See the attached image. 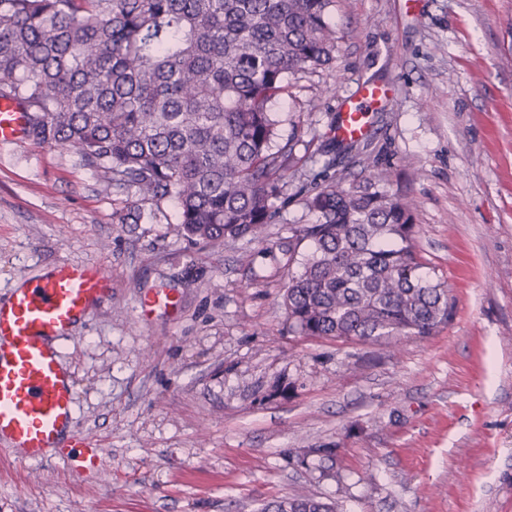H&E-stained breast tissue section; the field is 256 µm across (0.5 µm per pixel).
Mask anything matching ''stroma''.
<instances>
[{
	"mask_svg": "<svg viewBox=\"0 0 512 512\" xmlns=\"http://www.w3.org/2000/svg\"><path fill=\"white\" fill-rule=\"evenodd\" d=\"M330 18L335 67L275 107L299 162L260 237L189 240L170 200L163 220L123 223L134 193L75 151L0 144V298L63 261L112 280L61 344L100 467L0 446V512H259L301 494L338 512H512V0H334ZM365 82L390 90L366 117L379 164L325 169ZM323 170L413 205L423 272L455 300L434 335L292 332L282 296ZM150 292L173 305L143 312Z\"/></svg>",
	"mask_w": 512,
	"mask_h": 512,
	"instance_id": "1",
	"label": "stroma"
}]
</instances>
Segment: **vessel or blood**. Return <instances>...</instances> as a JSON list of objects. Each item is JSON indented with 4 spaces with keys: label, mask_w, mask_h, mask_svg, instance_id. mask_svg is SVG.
<instances>
[{
    "label": "vessel or blood",
    "mask_w": 512,
    "mask_h": 512,
    "mask_svg": "<svg viewBox=\"0 0 512 512\" xmlns=\"http://www.w3.org/2000/svg\"><path fill=\"white\" fill-rule=\"evenodd\" d=\"M388 98L387 88L362 84L342 104L337 137H363L365 112ZM25 126L17 106L0 101V144L23 141ZM109 289L105 270L62 262L50 273L25 279L0 301V445L22 449L31 459L54 451L72 472L98 468L103 449L75 427L74 388L55 343L68 337Z\"/></svg>",
    "instance_id": "vessel-or-blood-1"
}]
</instances>
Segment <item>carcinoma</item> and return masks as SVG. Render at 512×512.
<instances>
[{"label":"carcinoma","mask_w":512,"mask_h":512,"mask_svg":"<svg viewBox=\"0 0 512 512\" xmlns=\"http://www.w3.org/2000/svg\"><path fill=\"white\" fill-rule=\"evenodd\" d=\"M333 0H0V100L26 139L155 206L199 241L259 236L276 213L295 142L273 106L288 80L335 61ZM313 251L283 296L295 333L388 345L453 316L421 273L410 203L331 180L305 198ZM261 512H336L309 496Z\"/></svg>","instance_id":"1"}]
</instances>
